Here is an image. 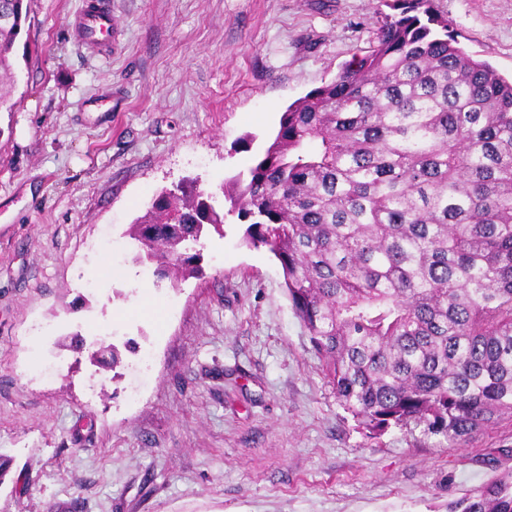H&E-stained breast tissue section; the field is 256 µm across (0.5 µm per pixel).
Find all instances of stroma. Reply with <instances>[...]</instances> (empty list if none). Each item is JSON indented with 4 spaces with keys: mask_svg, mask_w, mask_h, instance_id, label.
<instances>
[{
    "mask_svg": "<svg viewBox=\"0 0 512 512\" xmlns=\"http://www.w3.org/2000/svg\"><path fill=\"white\" fill-rule=\"evenodd\" d=\"M81 2L29 0L0 112V512H448L512 468L507 420L465 448L413 425L367 437L235 215L176 284L97 246L187 179L224 206L286 107L373 45L382 0H112L106 57L68 35ZM436 4L512 77V0ZM106 324L114 371L94 358Z\"/></svg>",
    "mask_w": 512,
    "mask_h": 512,
    "instance_id": "1",
    "label": "stroma"
}]
</instances>
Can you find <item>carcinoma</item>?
I'll use <instances>...</instances> for the list:
<instances>
[{"label":"carcinoma","instance_id":"obj_1","mask_svg":"<svg viewBox=\"0 0 512 512\" xmlns=\"http://www.w3.org/2000/svg\"><path fill=\"white\" fill-rule=\"evenodd\" d=\"M375 44L288 106L232 180L246 243L282 270L322 373L358 427L408 423L450 447L512 419V81L474 58L434 0H385ZM3 78L25 22L0 0ZM224 223L211 197L163 191L129 234L175 280ZM448 512H512V470Z\"/></svg>","mask_w":512,"mask_h":512}]
</instances>
